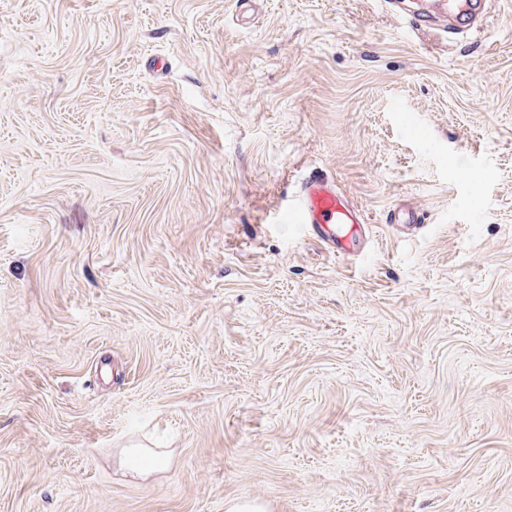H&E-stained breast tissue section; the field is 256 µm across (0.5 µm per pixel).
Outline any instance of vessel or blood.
Instances as JSON below:
<instances>
[{
  "mask_svg": "<svg viewBox=\"0 0 512 512\" xmlns=\"http://www.w3.org/2000/svg\"><path fill=\"white\" fill-rule=\"evenodd\" d=\"M433 6L446 22L449 33L480 31L484 11L476 7L475 0H434ZM289 210L296 215L300 231L330 254L350 258L363 252L370 234L365 214L322 175L314 174L306 179ZM425 220L421 209L405 202L396 206L389 217L390 223L407 230L421 227Z\"/></svg>",
  "mask_w": 512,
  "mask_h": 512,
  "instance_id": "vessel-or-blood-1",
  "label": "vessel or blood"
}]
</instances>
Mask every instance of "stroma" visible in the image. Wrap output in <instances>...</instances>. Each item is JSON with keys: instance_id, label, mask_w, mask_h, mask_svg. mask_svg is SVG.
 <instances>
[{"instance_id": "1", "label": "stroma", "mask_w": 512, "mask_h": 512, "mask_svg": "<svg viewBox=\"0 0 512 512\" xmlns=\"http://www.w3.org/2000/svg\"><path fill=\"white\" fill-rule=\"evenodd\" d=\"M420 9L0 0V512H512V0ZM478 1L474 0H435L432 2L433 9L442 17L443 30L452 34H473L480 32L484 19V9L487 1H484V8H473ZM288 210L297 216L299 230L330 254L350 258L363 252L371 227L365 214L322 175L306 179ZM425 220V213L421 209L405 202L396 206L389 217V223L407 230L421 227ZM167 454L150 448H125L118 459V471L124 477L146 480L168 465Z\"/></svg>"}]
</instances>
